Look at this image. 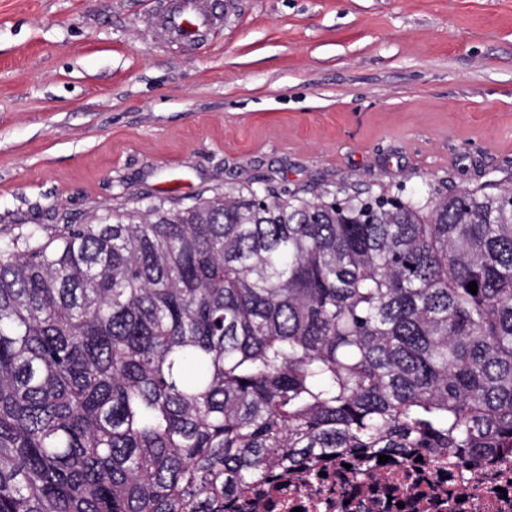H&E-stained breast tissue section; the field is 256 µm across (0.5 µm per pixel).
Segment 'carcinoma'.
I'll list each match as a JSON object with an SVG mask.
<instances>
[{"mask_svg":"<svg viewBox=\"0 0 512 512\" xmlns=\"http://www.w3.org/2000/svg\"><path fill=\"white\" fill-rule=\"evenodd\" d=\"M304 193L0 241V512H258L325 456L512 450V185Z\"/></svg>","mask_w":512,"mask_h":512,"instance_id":"carcinoma-1","label":"carcinoma"}]
</instances>
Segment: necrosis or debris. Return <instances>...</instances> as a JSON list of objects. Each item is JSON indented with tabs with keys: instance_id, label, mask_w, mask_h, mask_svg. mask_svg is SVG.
<instances>
[{
	"instance_id": "necrosis-or-debris-1",
	"label": "necrosis or debris",
	"mask_w": 512,
	"mask_h": 512,
	"mask_svg": "<svg viewBox=\"0 0 512 512\" xmlns=\"http://www.w3.org/2000/svg\"><path fill=\"white\" fill-rule=\"evenodd\" d=\"M322 475L296 470L263 497L260 512H512V455L468 467L397 455L365 478L344 458Z\"/></svg>"
}]
</instances>
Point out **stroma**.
<instances>
[{
	"instance_id": "obj_1",
	"label": "stroma",
	"mask_w": 512,
	"mask_h": 512,
	"mask_svg": "<svg viewBox=\"0 0 512 512\" xmlns=\"http://www.w3.org/2000/svg\"><path fill=\"white\" fill-rule=\"evenodd\" d=\"M0 0V238L246 183L512 181V0ZM203 0H165L162 23L168 37L185 44L208 40L211 33L212 15L202 7Z\"/></svg>"
}]
</instances>
